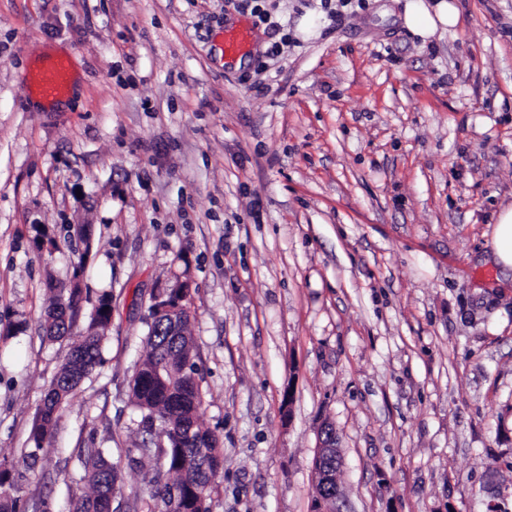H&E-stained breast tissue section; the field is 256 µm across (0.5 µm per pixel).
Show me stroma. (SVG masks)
I'll use <instances>...</instances> for the list:
<instances>
[{
	"label": "stroma",
	"mask_w": 512,
	"mask_h": 512,
	"mask_svg": "<svg viewBox=\"0 0 512 512\" xmlns=\"http://www.w3.org/2000/svg\"><path fill=\"white\" fill-rule=\"evenodd\" d=\"M437 2L266 0L261 23L233 0H0V457L22 512H70L91 449L141 442L129 384L179 279L213 512H313L325 427L349 512H512V273L485 259L512 207V0L408 25ZM51 58L77 84L56 102L23 91ZM78 265L48 339L47 286ZM106 294L103 363L29 460ZM172 288H176L179 294V298H176L174 302H171L170 300L165 299L163 296H157L154 300V303L160 314L169 315L173 327L176 328V316L180 313V311L183 309L190 313L187 304H184L187 302L188 297L190 296V288L188 282L186 281H177ZM48 288L52 291V295L42 317L43 327L49 338H63L77 312L81 289L77 282L73 288H55L53 284H49Z\"/></svg>",
	"instance_id": "1"
}]
</instances>
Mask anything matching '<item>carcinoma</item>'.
<instances>
[{
    "instance_id": "1",
    "label": "carcinoma",
    "mask_w": 512,
    "mask_h": 512,
    "mask_svg": "<svg viewBox=\"0 0 512 512\" xmlns=\"http://www.w3.org/2000/svg\"><path fill=\"white\" fill-rule=\"evenodd\" d=\"M52 291L43 314L49 338L64 337L77 312L81 289L48 285ZM112 320V299L102 297L90 317L82 341L74 346L53 378L30 432L28 457L37 461L57 423L54 411L66 404L74 390L102 363L101 345ZM149 351L136 364L131 399L140 415L141 444L112 451L97 448L84 462L88 492L73 501L72 512H109L110 502L122 493L120 462L131 466L147 456L154 445V467L148 480L150 499L163 504V512H212L211 488L222 468V453L215 433L198 422L201 404L195 353L188 335H169L168 317L152 312L147 321ZM161 373L162 379L154 377ZM14 461L0 457V512H20L21 487Z\"/></svg>"
}]
</instances>
